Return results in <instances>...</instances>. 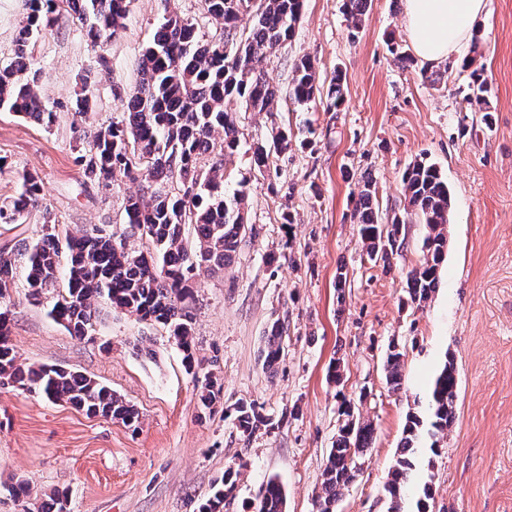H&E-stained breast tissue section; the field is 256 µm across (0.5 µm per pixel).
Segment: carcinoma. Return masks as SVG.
Instances as JSON below:
<instances>
[{
  "instance_id": "cac0c4a2",
  "label": "carcinoma",
  "mask_w": 512,
  "mask_h": 512,
  "mask_svg": "<svg viewBox=\"0 0 512 512\" xmlns=\"http://www.w3.org/2000/svg\"><path fill=\"white\" fill-rule=\"evenodd\" d=\"M28 0V12L15 40L11 63L0 69V110L14 112L40 126L49 127L56 113L49 110L39 89L41 69L35 67L31 40L51 27L62 8L78 15L86 26L92 47L99 48L123 27L131 0ZM204 10L224 22V38L207 41L195 25L176 13L169 14L142 53L141 79L124 98L125 122L101 124L89 131L88 150L77 156L88 181L108 188L123 177L145 173L154 180L172 184L166 193L127 200V225L117 232L107 225L94 226L79 234L60 236L56 223L42 225L38 238L18 241L0 250V384L38 393L53 403H65L88 416L117 419L127 426L140 421L134 405L110 387L78 371L56 367H26L18 363L10 343V319L4 305L11 302L12 289L22 277L30 297L36 299L58 282L65 284L48 314L71 335H90L97 304L103 300L143 321L168 327L184 353L188 368L194 367L193 317L186 304L194 296L203 275L224 272L234 263L247 236L255 235L242 208L243 191L228 196L226 161L239 148L236 114L270 112L277 88L266 77L271 55L291 40L300 20L304 0H203ZM372 0H343L342 10L352 29L360 28ZM461 68L470 71L468 103L487 104L490 86L484 68L476 66L474 54ZM290 99L300 104L320 102L328 110L345 104L342 73L337 71L328 85L319 83L314 63L302 57L292 64ZM288 134L282 133L273 147L258 143L252 160L260 170L270 168L271 151L288 149ZM212 160L206 171L199 160ZM406 205L392 223L376 220L372 179L364 180L358 195V234L367 255L383 253V260L404 248L405 225L417 220L426 225L423 256L406 278V292L418 306L435 293L439 268L448 251L447 224L451 198L448 183L433 164L419 161L402 176ZM38 177L23 175V192L9 205L0 206V224H17L41 201ZM136 237L142 247H128ZM282 327L273 322L267 331L264 361L274 366L282 357ZM403 349L388 347L383 371L388 388H402ZM458 378L453 359H447L433 381L429 415L423 420L410 414L401 439L399 456L385 483L386 512H429L432 492L424 484L415 510L406 508L410 477L418 470L433 468V459L422 455V433L448 430L455 421ZM221 401V388L208 378L201 394L204 408ZM234 420L241 434L250 437L259 427L272 425L254 402L233 405ZM336 441L326 457L321 494L316 512H336V501L361 470L360 459L371 444L372 422L346 404ZM237 472L227 469L221 484L203 502L198 512H223L224 500L236 484ZM38 512H69L68 495L56 492L38 506ZM256 512H286L281 485L269 479L262 490Z\"/></svg>"
}]
</instances>
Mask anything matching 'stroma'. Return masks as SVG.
I'll use <instances>...</instances> for the list:
<instances>
[{"instance_id":"stroma-1","label":"stroma","mask_w":512,"mask_h":512,"mask_svg":"<svg viewBox=\"0 0 512 512\" xmlns=\"http://www.w3.org/2000/svg\"><path fill=\"white\" fill-rule=\"evenodd\" d=\"M341 4L305 0L293 39L273 53L266 72L284 91L298 58H311L323 81L342 71L344 107L309 109L283 94L272 111L237 115L240 146L227 165L226 190L244 191L256 234L224 273L199 280L190 308L196 372L185 369L161 325L103 302L92 335L80 340L31 302L26 286L14 289L10 339L19 362L97 378L142 419L133 430L0 385V512H22L9 492L20 481L30 485L35 507L65 490L71 512H198L231 467L239 475L224 512H254L271 478L284 489L286 512H314L346 398L360 399L374 440L336 512H386L384 486L406 417L427 416L431 383L448 357L459 379L456 420L438 437L430 512H512V0H486L487 16L477 23L491 87L487 124L464 100L467 76L458 62L432 86L419 67L394 61L387 37L412 49L403 0H373L356 33ZM171 9L204 38L222 37L223 24L201 0H133L104 51L89 45L68 12L34 38L41 93L57 120L46 129L0 111L7 160L0 204L21 193L22 173L44 188L41 208L22 223L0 224V247L37 237L48 216L72 233L101 224L122 230L128 196L161 190L145 176L106 190L87 182L69 106L75 94H87L86 131L123 120L114 92L137 86L142 52ZM25 15L26 0H0V67L13 57ZM283 130L292 134L290 147L258 172L252 145ZM421 159L439 167L452 210L438 288L418 307L408 299L406 276L422 256L426 226L407 224L404 249L374 263L358 235L354 193L362 177L372 178L377 220L391 223L405 205L402 175ZM285 212L293 223L282 222ZM340 268L348 273L341 297ZM276 320L284 325V353L269 368L262 349ZM393 342L405 348L397 394L383 374ZM334 360L341 364L337 383L328 378ZM208 373L224 394L211 411L199 401ZM239 401L256 402L273 428L243 437L226 414Z\"/></svg>"}]
</instances>
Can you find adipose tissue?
I'll list each match as a JSON object with an SVG mask.
<instances>
[{
	"mask_svg": "<svg viewBox=\"0 0 512 512\" xmlns=\"http://www.w3.org/2000/svg\"><path fill=\"white\" fill-rule=\"evenodd\" d=\"M485 0H405L406 32L418 58L439 65L460 54Z\"/></svg>",
	"mask_w": 512,
	"mask_h": 512,
	"instance_id": "ef3b65f1",
	"label": "adipose tissue"
}]
</instances>
